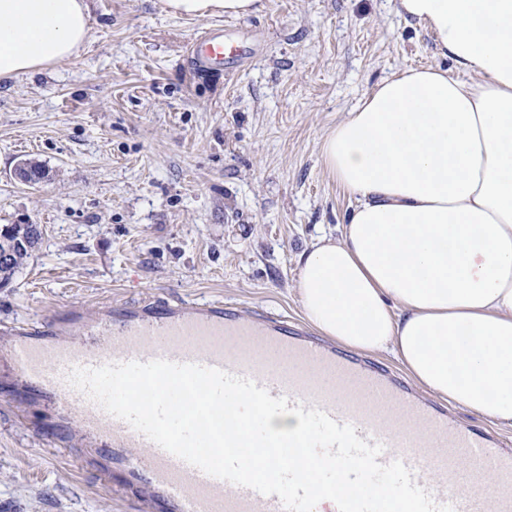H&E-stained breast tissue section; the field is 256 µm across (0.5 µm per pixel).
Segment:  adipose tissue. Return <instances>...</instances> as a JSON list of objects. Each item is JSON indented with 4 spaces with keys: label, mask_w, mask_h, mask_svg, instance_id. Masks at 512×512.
<instances>
[{
    "label": "adipose tissue",
    "mask_w": 512,
    "mask_h": 512,
    "mask_svg": "<svg viewBox=\"0 0 512 512\" xmlns=\"http://www.w3.org/2000/svg\"><path fill=\"white\" fill-rule=\"evenodd\" d=\"M453 68L378 83L321 145L353 199L340 238L300 260L322 336L392 354L433 396L512 429V0H394ZM260 0H165L247 16ZM90 36L85 0H0V80L60 63Z\"/></svg>",
    "instance_id": "ef3b65f1"
}]
</instances>
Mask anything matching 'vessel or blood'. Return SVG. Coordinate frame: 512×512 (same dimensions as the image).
<instances>
[{"label":"vessel or blood","instance_id":"obj_1","mask_svg":"<svg viewBox=\"0 0 512 512\" xmlns=\"http://www.w3.org/2000/svg\"><path fill=\"white\" fill-rule=\"evenodd\" d=\"M231 39L215 30L190 46L196 71L233 60ZM61 313L18 324L0 358L27 382V396L48 399L53 413L38 424L48 442L66 432L93 439L104 477L147 488L154 512H285L275 495L210 477L169 454L126 422L104 412L68 382L73 368L166 359L197 363L254 380L290 405L325 411L349 423L359 438L381 443L386 464L402 461L434 501L453 512H512V448L482 430L462 425L378 367L313 340L281 320L240 316L214 300L173 305L153 300L104 308L72 320L68 338H56ZM478 464L495 476L485 492L480 475L462 486L466 467Z\"/></svg>","mask_w":512,"mask_h":512}]
</instances>
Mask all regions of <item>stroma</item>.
<instances>
[{"label": "stroma", "mask_w": 512, "mask_h": 512, "mask_svg": "<svg viewBox=\"0 0 512 512\" xmlns=\"http://www.w3.org/2000/svg\"><path fill=\"white\" fill-rule=\"evenodd\" d=\"M67 61L0 81V224L44 236L0 324L140 299L221 298L305 325L299 256L339 236L352 198L320 162L325 134L383 78L450 67L393 0H262L245 17L174 16L163 0H88ZM221 26L245 59L195 73L189 42ZM42 164L36 185L21 160ZM0 365V512H148L144 498L40 441L46 410Z\"/></svg>", "instance_id": "stroma-1"}]
</instances>
